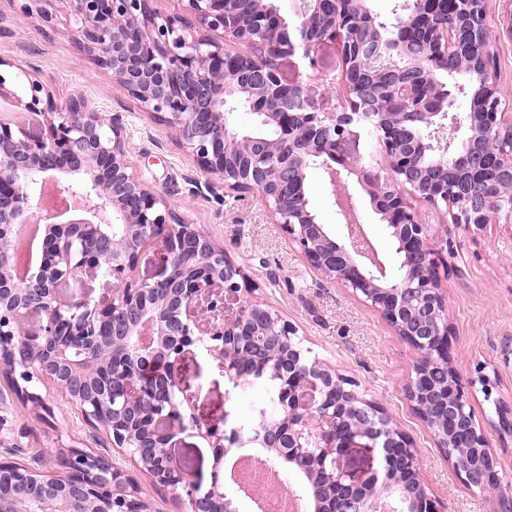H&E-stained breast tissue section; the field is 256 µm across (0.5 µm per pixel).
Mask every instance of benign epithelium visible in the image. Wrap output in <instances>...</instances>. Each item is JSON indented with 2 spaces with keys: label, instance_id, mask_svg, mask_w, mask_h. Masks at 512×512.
<instances>
[{
  "label": "benign epithelium",
  "instance_id": "7a95c632",
  "mask_svg": "<svg viewBox=\"0 0 512 512\" xmlns=\"http://www.w3.org/2000/svg\"><path fill=\"white\" fill-rule=\"evenodd\" d=\"M16 2L18 23L37 18L52 30L59 13L69 16L79 50L193 158L197 191L258 193L311 266L361 294L421 353L405 386L407 400L442 436L462 482L491 493L494 512H512V489L503 486L490 437L476 425L469 386L451 356L431 225L407 198L449 204L453 223L473 232L512 219V121L499 110L495 42L478 0H408L407 11L390 23L363 6L376 31L371 46L354 43L351 16L336 12V0H304L294 10L304 28L319 20L323 3L333 4L327 38L338 44L343 67L326 84L349 85L352 93L333 112L320 108L311 86L282 83L278 60L298 48L288 44V20L272 0H255L248 16L240 0H184L183 13L173 15L156 12L153 0ZM448 10L462 15L470 33L473 54L461 58L462 70L480 64L469 110L453 114L459 137L450 153L412 133L419 122H435L431 100L454 106L452 81L439 71L458 54L457 43L447 26L435 23ZM419 40L425 53L398 70L412 79L373 92L357 79L385 66L386 52ZM14 67L0 56V99H14L43 129L32 137L0 118V350L22 404L42 418L52 415L44 392L52 384L113 447L133 449L130 458L155 483L183 491L191 512H238L241 497L259 499L254 488L224 500L226 444L254 448L295 478L296 496L311 512H440L412 438L356 382L303 360L292 344L295 327L252 300L242 269L129 164L122 113L89 107L80 91L59 105L34 71L22 72L17 92L8 87L19 78L10 74ZM230 99L253 112L259 131L231 124ZM356 119L375 124L388 168L399 177L387 191L380 173L361 163ZM486 151L499 158L492 171L485 168ZM312 168L323 169L333 186L357 177L403 256L402 275H389L364 225L346 220L338 239L320 222L308 198ZM49 181L85 216L43 219L41 189ZM33 222L44 228L40 260L19 275L15 231ZM157 243L159 272L134 277L144 250ZM84 275L111 287L107 304L92 302L88 292L60 296L63 285ZM200 313L209 328L197 334ZM194 348L218 358L235 386L270 374L284 417L261 420L246 435L186 419L191 396L177 374ZM440 363L448 367L443 381L432 373ZM188 429L216 449L207 485L171 455L173 438ZM461 448H479L490 462L471 464L457 454ZM354 454L367 465L351 467ZM315 460L328 467L324 482L316 481ZM63 463L65 474L54 476L0 460V489L12 492L0 499V512H147L135 480L111 458L71 445Z\"/></svg>",
  "mask_w": 512,
  "mask_h": 512
}]
</instances>
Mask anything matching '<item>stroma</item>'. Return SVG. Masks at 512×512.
<instances>
[{
	"instance_id": "1",
	"label": "stroma",
	"mask_w": 512,
	"mask_h": 512,
	"mask_svg": "<svg viewBox=\"0 0 512 512\" xmlns=\"http://www.w3.org/2000/svg\"><path fill=\"white\" fill-rule=\"evenodd\" d=\"M486 5L495 20L492 35L498 72L505 110L512 117V29L499 21L504 14L502 0H486ZM0 56L20 69L38 70L57 102H65L78 90L94 109L123 113L132 164L241 267L254 286L253 298L278 310L296 327L312 358L354 380L365 398L383 407L393 424L414 439L424 479L442 512H492V497L464 485L445 448L405 397L404 387L418 357L415 349L395 334L362 295L313 269L271 219L258 194L234 198L194 193L193 181L199 176L196 164L174 144L164 126L141 112L113 84L110 74L76 49L66 18H58L53 31L35 22L11 26L0 37ZM341 69L338 47L331 41L321 44L316 70H309L298 54L281 60L279 66L284 82L307 81L317 88L323 76ZM348 191L359 201L357 218L378 252L393 257V243L362 187L353 180ZM308 196L320 221L330 232L341 233L345 218L322 170H310ZM420 210L440 252L454 362L470 386L475 420L492 439L500 472L512 477V436L499 432L495 413L499 403L512 408V221L492 223L474 233L453 224L447 213L425 204ZM486 380L493 387L489 395L483 392ZM179 382L192 395L191 411L200 422L227 429L238 426L248 402L224 375L218 360L199 349L187 354ZM50 400L53 416L35 418L0 378V416L13 429L6 443L17 448L13 461L59 474L63 446L76 445L110 455L120 467L134 470L129 455L84 424L77 409L58 393H51ZM174 442L171 453L184 469L210 475L212 448L189 431L177 435Z\"/></svg>"
}]
</instances>
